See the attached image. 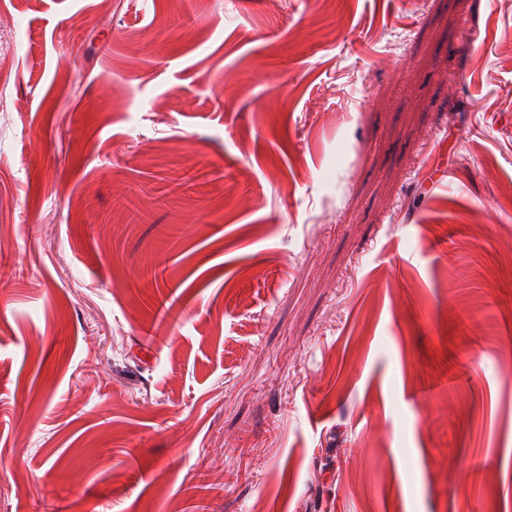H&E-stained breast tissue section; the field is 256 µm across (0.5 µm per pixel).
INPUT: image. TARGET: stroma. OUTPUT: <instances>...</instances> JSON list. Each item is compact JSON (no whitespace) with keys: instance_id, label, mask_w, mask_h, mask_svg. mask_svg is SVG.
Returning a JSON list of instances; mask_svg holds the SVG:
<instances>
[{"instance_id":"35a3bbf8","label":"stroma","mask_w":512,"mask_h":512,"mask_svg":"<svg viewBox=\"0 0 512 512\" xmlns=\"http://www.w3.org/2000/svg\"><path fill=\"white\" fill-rule=\"evenodd\" d=\"M512 0H0V512H512Z\"/></svg>"}]
</instances>
